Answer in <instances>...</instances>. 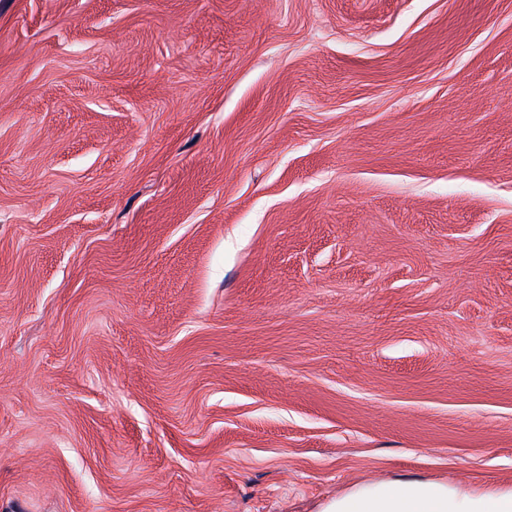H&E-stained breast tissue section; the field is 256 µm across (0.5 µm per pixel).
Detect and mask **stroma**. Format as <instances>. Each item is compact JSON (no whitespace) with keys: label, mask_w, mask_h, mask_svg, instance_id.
I'll use <instances>...</instances> for the list:
<instances>
[{"label":"stroma","mask_w":512,"mask_h":512,"mask_svg":"<svg viewBox=\"0 0 512 512\" xmlns=\"http://www.w3.org/2000/svg\"><path fill=\"white\" fill-rule=\"evenodd\" d=\"M512 486V0H0V512Z\"/></svg>","instance_id":"obj_1"}]
</instances>
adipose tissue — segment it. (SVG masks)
Listing matches in <instances>:
<instances>
[{
    "mask_svg": "<svg viewBox=\"0 0 512 512\" xmlns=\"http://www.w3.org/2000/svg\"><path fill=\"white\" fill-rule=\"evenodd\" d=\"M323 512H512V486L476 491L418 479L362 485L336 497Z\"/></svg>",
    "mask_w": 512,
    "mask_h": 512,
    "instance_id": "adipose-tissue-1",
    "label": "adipose tissue"
}]
</instances>
